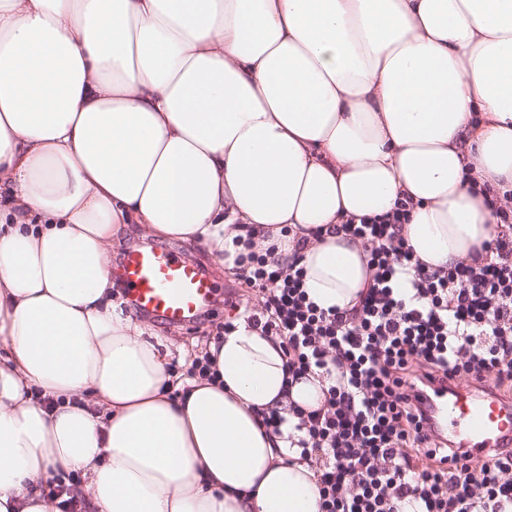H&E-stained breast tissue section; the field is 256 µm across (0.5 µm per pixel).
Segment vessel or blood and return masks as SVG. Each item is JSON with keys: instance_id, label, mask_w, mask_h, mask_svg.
Listing matches in <instances>:
<instances>
[{"instance_id": "1", "label": "vessel or blood", "mask_w": 512, "mask_h": 512, "mask_svg": "<svg viewBox=\"0 0 512 512\" xmlns=\"http://www.w3.org/2000/svg\"><path fill=\"white\" fill-rule=\"evenodd\" d=\"M115 277L138 313L170 326L193 322L215 291L200 264L166 248L129 250ZM422 397L433 431L473 456L512 446L511 399L480 385L442 381L429 384Z\"/></svg>"}]
</instances>
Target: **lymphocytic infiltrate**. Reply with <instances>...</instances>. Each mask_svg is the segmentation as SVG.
<instances>
[{"label": "lymphocytic infiltrate", "instance_id": "f902f5d3", "mask_svg": "<svg viewBox=\"0 0 512 512\" xmlns=\"http://www.w3.org/2000/svg\"><path fill=\"white\" fill-rule=\"evenodd\" d=\"M494 207L497 231L473 263L429 268L401 234L407 204L341 229L368 257L369 284L348 309L319 308L299 262L245 240L239 279L262 293L244 308L280 339L288 377L318 372L321 407L294 409L300 456L315 461L321 512H512V452L485 458L428 435L426 382L512 386V190Z\"/></svg>", "mask_w": 512, "mask_h": 512}]
</instances>
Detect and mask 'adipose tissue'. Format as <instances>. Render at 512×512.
I'll return each mask as SVG.
<instances>
[{"instance_id": "adipose-tissue-1", "label": "adipose tissue", "mask_w": 512, "mask_h": 512, "mask_svg": "<svg viewBox=\"0 0 512 512\" xmlns=\"http://www.w3.org/2000/svg\"><path fill=\"white\" fill-rule=\"evenodd\" d=\"M483 185L512 189V0H0V512H60V474L88 512H319L288 411L321 379L243 320L215 380L169 373L113 241L229 267L249 235L344 309L368 274L341 224L407 199L420 260L468 263Z\"/></svg>"}]
</instances>
